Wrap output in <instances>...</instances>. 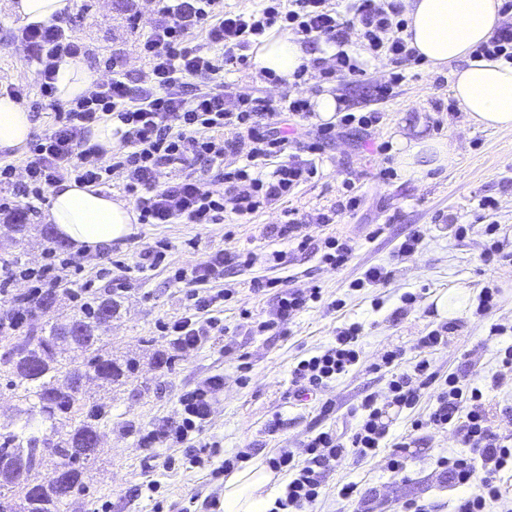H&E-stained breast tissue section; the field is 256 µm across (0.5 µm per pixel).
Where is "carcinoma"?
Returning a JSON list of instances; mask_svg holds the SVG:
<instances>
[{"label": "carcinoma", "instance_id": "cac0c4a2", "mask_svg": "<svg viewBox=\"0 0 512 512\" xmlns=\"http://www.w3.org/2000/svg\"><path fill=\"white\" fill-rule=\"evenodd\" d=\"M114 311L107 301L79 310L68 325L3 335L7 345L0 353V374L10 378L13 395L26 404V418L0 432V512H68L70 499L83 485V471L95 461L90 439L103 406L84 410L85 396L76 381L79 369L59 350L69 336L86 353L84 371L107 385L121 381L128 367L112 359L95 335ZM66 424L70 429L63 434ZM48 465L67 468L66 483L43 475Z\"/></svg>", "mask_w": 512, "mask_h": 512}]
</instances>
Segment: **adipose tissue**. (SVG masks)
<instances>
[{
    "instance_id": "obj_1",
    "label": "adipose tissue",
    "mask_w": 512,
    "mask_h": 512,
    "mask_svg": "<svg viewBox=\"0 0 512 512\" xmlns=\"http://www.w3.org/2000/svg\"><path fill=\"white\" fill-rule=\"evenodd\" d=\"M500 6L501 0H410L407 32L410 46L432 71L466 60V67L454 74L452 91L468 121L511 129L512 63L472 55L477 45L492 37ZM253 52L258 69L287 81L311 61L302 45L284 34L267 35ZM33 129L31 113L10 96L0 95V152H22ZM394 153L409 179L448 166L456 156L452 143L413 139L401 132L394 136ZM50 220L57 235L74 249L94 253L135 233L138 215L128 201L67 179L50 189ZM276 484L274 472L259 460L230 473L224 481V512H270Z\"/></svg>"
}]
</instances>
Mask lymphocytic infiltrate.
<instances>
[{
    "mask_svg": "<svg viewBox=\"0 0 512 512\" xmlns=\"http://www.w3.org/2000/svg\"><path fill=\"white\" fill-rule=\"evenodd\" d=\"M162 20L140 34V54L147 64L149 85L134 90L120 63H113L106 80L88 93L58 105L55 80L60 64L86 58L90 50L64 17L20 26L15 34L30 64L41 77L39 95L53 116L45 131L32 140L22 164L0 162V186L17 185L19 200L0 197V220L25 223L46 201L55 183L71 179L80 184L116 187L133 203L142 224H220L225 212L245 218L277 206L280 223L268 234L306 248L309 236L299 235L306 218L287 205L295 188L318 173L326 144L337 129L368 130L380 123L378 110L345 112L337 124L310 126L313 115L305 95V70H297L291 87L280 98L236 93L224 79L227 67L245 60L244 53L272 27L293 31L308 44L336 46L333 58H314L312 70L326 79L359 81L364 71L344 53L350 37L372 54L389 56L395 65L389 81L377 85L378 102L389 100L405 80L404 70L420 57L407 42L408 22L402 0H348L338 11L332 0H264L256 12L224 8V0H156ZM124 126L122 146L112 154L89 144L91 125L105 116ZM234 137H226V130ZM23 184H15L16 174ZM81 254L58 257L44 251L37 267L22 263L0 269V332L17 331L30 317V306L43 296L64 290L81 307L96 304L87 285L76 284L73 274L82 266ZM224 251L209 253L203 262L177 268L173 281L189 301L184 311L165 324L171 349L178 354L197 348L227 333L215 310L229 299L220 288ZM22 292H12L14 283ZM277 289V302L258 330H281L309 303L319 301V289L301 288L282 279L253 278L250 290L259 295ZM363 327L352 323L337 332L335 342L297 362L293 379L304 392L324 391L360 360ZM451 324H443L419 337L420 352L410 370H402L406 352L396 346L382 356L378 367L389 372L388 403L367 395L358 406V424L346 437L318 432L304 445V460L282 451L270 461L271 469L287 470L290 479L283 496L270 512H314L324 488V474L341 460L360 461L389 445L388 468L400 475L407 468L406 438H390L383 420L387 405L414 408L426 389L434 391V405L426 418L412 422L413 430L454 428L460 452L436 461L449 486L462 490L452 512H512V497L501 485L512 471V433L500 432L490 412L479 377L432 371L430 352L448 344ZM224 378L213 375L180 399L178 421L144 432L140 445L148 461H157V448L181 449L190 466L206 464L205 448L196 444L208 422Z\"/></svg>",
    "mask_w": 512,
    "mask_h": 512,
    "instance_id": "f902f5d3",
    "label": "lymphocytic infiltrate"
}]
</instances>
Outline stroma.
I'll return each mask as SVG.
<instances>
[{"mask_svg": "<svg viewBox=\"0 0 512 512\" xmlns=\"http://www.w3.org/2000/svg\"><path fill=\"white\" fill-rule=\"evenodd\" d=\"M12 0H0V86H24L25 107L33 113L35 133H42L48 121L40 105L39 83L33 80V67L26 64L23 48L13 43L12 32L21 19L11 8ZM139 15V26H132L131 15ZM71 22L91 48L85 60L87 69L103 77L113 55H122L132 81H139L144 62L137 38L159 20L154 0H73ZM366 74L360 82L310 77L307 97L328 92L338 101L339 111L365 112L375 108L383 113L382 122L369 132L346 131L337 134L325 147L318 175L296 188L288 198L290 207L307 216L338 207L343 183H355L363 197L360 210L337 217L325 229H313L312 241L302 251L287 250L288 263L282 276L293 277L298 286L320 289L322 299L297 314L288 331H250L244 313L265 318L276 302L275 290L255 295L249 290L253 277H273L263 263L246 268L232 265L224 270V287L233 296L224 304V323L230 331L216 336L185 354L173 355L168 338L159 330L162 322L179 316L185 308L183 291L174 286L172 268L206 259L217 249L248 250L256 255L284 248L269 238V225L279 223V209H267L239 219L225 213L220 224H142L133 235L113 245L104 258L84 260L79 281H93L100 300H115L118 309L111 324L103 328L104 343L118 359L135 362L136 370L121 386H86L88 401L103 405L108 414L99 423L101 444L95 465L84 475L85 490L73 499L70 512H98L103 502H111L112 512H179L184 499H205L214 489L208 470L182 466L180 452L161 449V456L172 458L169 469H145V452L138 432L175 421L179 399L185 392L212 375L224 378V391L214 405L205 439L216 444L219 458H230L241 450L253 458L268 460L280 451L301 454L308 436L330 429L350 435L358 420L352 410L369 393H384L388 375L374 371L382 354L401 346L407 358H414L417 340L436 328L441 319L435 312L436 295L466 290L478 297L482 288L498 289L497 305L486 316L468 305L457 316L458 331L447 346L430 356L433 370L491 376L497 369L499 341L489 339L491 325L512 324V260L504 258L484 264L480 256L493 240H500L512 251V129H483L467 121L452 92L453 67L433 72L427 66L408 69L407 79L387 103L376 104L373 86L389 80L393 66L386 57H366ZM438 141L457 142L455 162L429 171L422 179L395 176L388 181L377 176L384 164L383 148L391 146L396 130ZM49 222L48 208L30 216V231L24 242H14V233L0 223V254H17L22 261L39 264L46 245L41 230ZM468 232L457 236V225ZM496 225V235L485 233ZM422 230L417 253L397 259L399 244L413 230ZM352 240L355 251L339 268L322 263L319 245L324 235ZM157 241L168 244V264L151 270L137 265L140 249ZM285 249V248H284ZM374 267L392 270L387 285L353 289V282L364 278ZM126 290L113 295L114 282ZM416 294L411 306H403L405 293ZM343 301L341 310L331 307ZM362 323L359 363L332 382L323 393L309 400L294 396L296 385L291 369L296 363L331 344L340 328ZM332 402L329 413H321L323 402ZM430 398H422L415 409H390L392 435L414 434L410 449L408 479L391 477L386 469L387 449L360 464L343 460L325 475L326 495L317 512H353L341 501L337 489L348 482L361 489H375L366 512H399L408 500L448 504L457 493L440 479L437 458L458 451L452 430L411 431V421L426 415ZM280 427L269 432L272 418ZM154 490H146L147 481Z\"/></svg>", "mask_w": 512, "mask_h": 512, "instance_id": "stroma-1", "label": "stroma"}]
</instances>
